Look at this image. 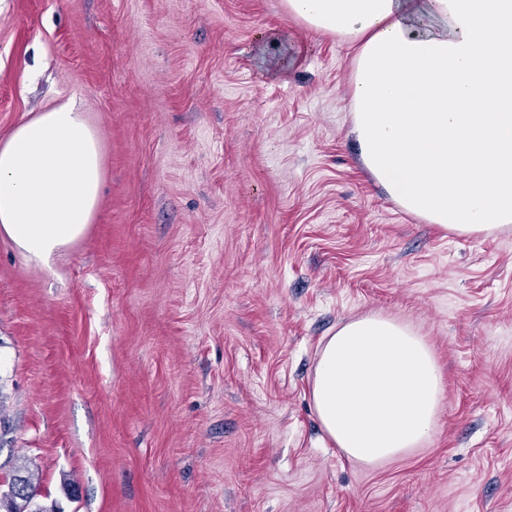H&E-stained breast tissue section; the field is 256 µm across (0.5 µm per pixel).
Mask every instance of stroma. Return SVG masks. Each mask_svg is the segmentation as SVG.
I'll return each instance as SVG.
<instances>
[{
    "mask_svg": "<svg viewBox=\"0 0 512 512\" xmlns=\"http://www.w3.org/2000/svg\"><path fill=\"white\" fill-rule=\"evenodd\" d=\"M355 48L282 0H0V143L63 101L100 145L83 238L0 234V458L62 512H512V228L401 209L351 135ZM430 345L433 437L377 466L323 436L326 336Z\"/></svg>",
    "mask_w": 512,
    "mask_h": 512,
    "instance_id": "35a3bbf8",
    "label": "stroma"
}]
</instances>
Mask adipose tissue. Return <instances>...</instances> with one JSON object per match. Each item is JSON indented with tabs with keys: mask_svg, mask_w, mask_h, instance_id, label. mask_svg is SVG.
<instances>
[{
	"mask_svg": "<svg viewBox=\"0 0 512 512\" xmlns=\"http://www.w3.org/2000/svg\"><path fill=\"white\" fill-rule=\"evenodd\" d=\"M288 15L355 45L352 133L369 174L444 231L512 227V0H285ZM99 141L75 103L0 145V233L46 264L84 235L102 186ZM443 378L423 337L364 315L319 346L311 407L331 444L375 465L435 430Z\"/></svg>",
	"mask_w": 512,
	"mask_h": 512,
	"instance_id": "obj_1",
	"label": "adipose tissue"
}]
</instances>
